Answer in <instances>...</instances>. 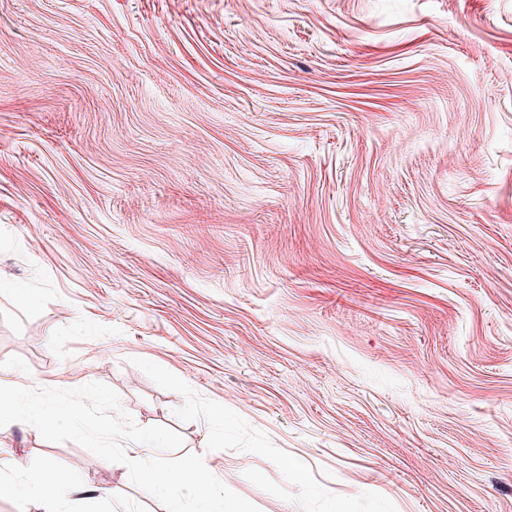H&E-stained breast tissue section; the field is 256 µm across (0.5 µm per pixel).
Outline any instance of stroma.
I'll list each match as a JSON object with an SVG mask.
<instances>
[{
    "label": "stroma",
    "instance_id": "obj_1",
    "mask_svg": "<svg viewBox=\"0 0 512 512\" xmlns=\"http://www.w3.org/2000/svg\"><path fill=\"white\" fill-rule=\"evenodd\" d=\"M1 278L0 385H108L260 512H512V0H0ZM38 461L165 512L0 428Z\"/></svg>",
    "mask_w": 512,
    "mask_h": 512
}]
</instances>
